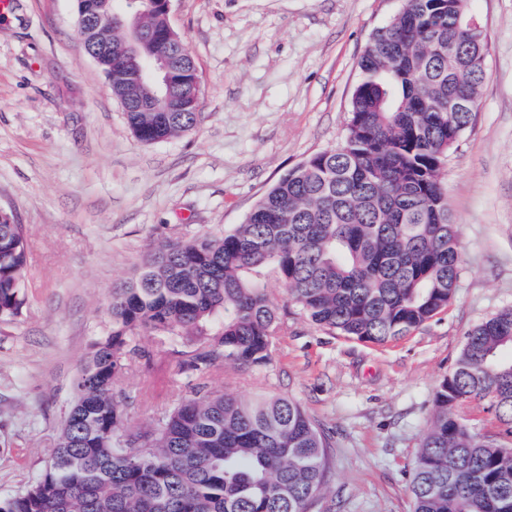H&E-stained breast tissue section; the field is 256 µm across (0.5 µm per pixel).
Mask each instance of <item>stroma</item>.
<instances>
[{"label":"stroma","mask_w":512,"mask_h":512,"mask_svg":"<svg viewBox=\"0 0 512 512\" xmlns=\"http://www.w3.org/2000/svg\"><path fill=\"white\" fill-rule=\"evenodd\" d=\"M403 0H172L200 76L196 126L147 145L76 35V0L0 21V218L23 225L28 302L0 321V496L44 470L73 380L110 328L112 289L155 243L220 235L317 152L341 147L359 60ZM486 79L442 178L461 277L447 310L387 345L335 336L286 300L270 364L207 386L298 401L330 437L310 512H412L409 473L468 331L512 307V0H467ZM117 389L132 425L193 395L176 346L143 336Z\"/></svg>","instance_id":"35a3bbf8"}]
</instances>
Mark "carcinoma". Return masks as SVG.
Returning a JSON list of instances; mask_svg holds the SVG:
<instances>
[{
  "label": "carcinoma",
  "instance_id": "1",
  "mask_svg": "<svg viewBox=\"0 0 512 512\" xmlns=\"http://www.w3.org/2000/svg\"><path fill=\"white\" fill-rule=\"evenodd\" d=\"M144 28L164 21L139 0ZM458 0H406L359 61L344 145L283 174L244 223L220 236L149 249L112 290L109 332L77 372L75 396L44 472L0 512H308L329 468L328 443L285 396L207 391L129 425L115 388L146 334L183 347L198 380L219 363L270 364L279 304L255 277L269 270L314 324L372 344L399 340L448 308L459 287L458 228L441 171L471 123L482 87V29L456 25ZM116 99L140 100L117 56L101 59ZM127 112L142 143L194 127L197 105ZM21 224L0 220V320L26 305ZM512 307L468 333L439 384L410 472L413 512H512V450L457 415L488 400L512 438Z\"/></svg>",
  "mask_w": 512,
  "mask_h": 512
}]
</instances>
